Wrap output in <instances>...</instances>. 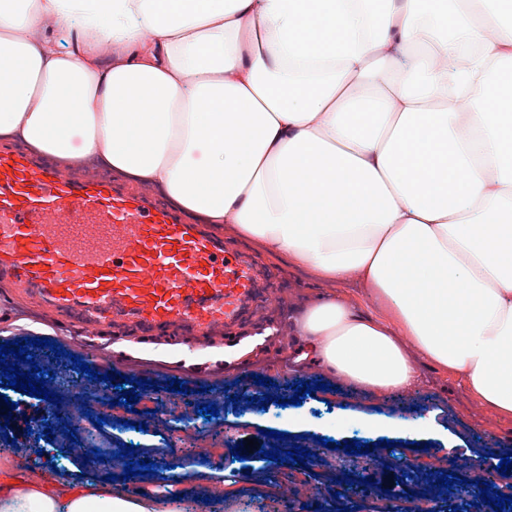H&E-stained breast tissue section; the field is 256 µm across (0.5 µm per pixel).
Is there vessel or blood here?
I'll use <instances>...</instances> for the list:
<instances>
[{
    "label": "vessel or blood",
    "instance_id": "obj_1",
    "mask_svg": "<svg viewBox=\"0 0 512 512\" xmlns=\"http://www.w3.org/2000/svg\"><path fill=\"white\" fill-rule=\"evenodd\" d=\"M0 279L92 325L180 322L205 336L248 299L254 268L111 180H78L1 150Z\"/></svg>",
    "mask_w": 512,
    "mask_h": 512
}]
</instances>
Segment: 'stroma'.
<instances>
[{
	"label": "stroma",
	"instance_id": "35a3bbf8",
	"mask_svg": "<svg viewBox=\"0 0 512 512\" xmlns=\"http://www.w3.org/2000/svg\"><path fill=\"white\" fill-rule=\"evenodd\" d=\"M209 232L223 238L226 247L250 258L259 270L258 286L249 303L235 320L231 333L216 329L210 336H197L180 324L144 329L115 321L88 325L67 311L46 307L35 295L0 286V344L25 342L40 335L41 327L51 330L50 344L30 347L28 355L47 371L46 386L63 402L48 412L45 401L8 386L0 372V409L14 402L15 419L7 432L15 444L10 453L29 476L56 473L75 479L89 470L70 454L52 452L47 439L28 434L25 422L39 417L58 427L67 412L64 402L69 384L81 378L73 357L82 358L98 374L128 376L138 382L135 407L114 406L111 412L91 408L102 417L99 431L105 439L100 453L105 461L134 447L131 461L157 463L177 459L174 441L181 414H188L195 427L221 425L229 443L219 448L224 464L214 472H193L183 478L176 471L157 470L141 476L138 494L159 499L174 495L205 498L229 489L256 503L259 512H319L311 498L312 487L336 481L337 444L352 441L376 446L380 440L412 450L417 460L412 487L420 491L436 482L441 472L435 462L461 459L495 470L502 456L512 453V417L478 406L455 372L430 363L414 344H407L422 380L403 392L377 391L321 371L314 363L295 368L290 360L297 348L282 350L281 337L290 335L294 310L317 295L333 293L363 307L373 302L356 285H339L317 279L304 268L284 266L267 256L255 243L241 239L234 226L212 224ZM62 348L53 356L52 347ZM265 385H258V378ZM183 383L182 392L169 389L171 380ZM312 385L301 405H291L293 391L300 384ZM195 395L197 407L215 404L218 415L207 421L197 407L183 411L186 395ZM398 417L416 428L418 440L395 437L381 430L382 421ZM283 433L285 441L309 447L315 438L332 440L323 460L314 467H297L291 482H283L284 464L267 460L261 450L270 446L271 432ZM257 447L237 459L236 449L246 440Z\"/></svg>",
	"mask_w": 512,
	"mask_h": 512
}]
</instances>
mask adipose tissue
I'll return each instance as SVG.
<instances>
[{
    "instance_id": "ef3b65f1",
    "label": "adipose tissue",
    "mask_w": 512,
    "mask_h": 512,
    "mask_svg": "<svg viewBox=\"0 0 512 512\" xmlns=\"http://www.w3.org/2000/svg\"><path fill=\"white\" fill-rule=\"evenodd\" d=\"M490 0H0V136L371 291L292 316L328 371L418 385L404 346L512 416V20ZM55 20L40 41L26 37ZM0 512H182L0 458Z\"/></svg>"
}]
</instances>
